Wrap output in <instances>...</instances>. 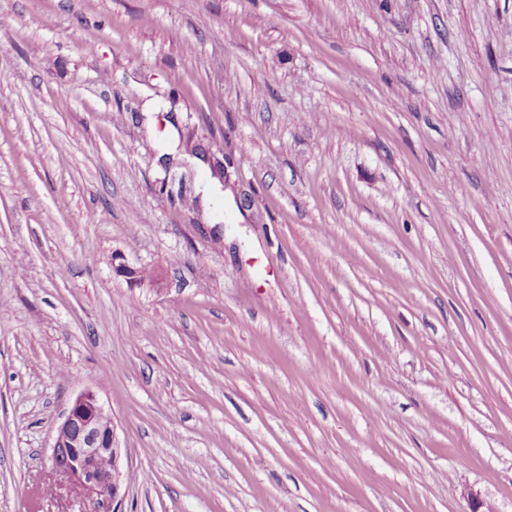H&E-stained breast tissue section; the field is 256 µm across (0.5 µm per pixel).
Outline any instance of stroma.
I'll list each match as a JSON object with an SVG mask.
<instances>
[{
  "label": "stroma",
  "mask_w": 512,
  "mask_h": 512,
  "mask_svg": "<svg viewBox=\"0 0 512 512\" xmlns=\"http://www.w3.org/2000/svg\"><path fill=\"white\" fill-rule=\"evenodd\" d=\"M87 387L121 512H512V0H0V512ZM118 261V263H116ZM112 269L119 276L124 277L132 286H148L149 288H160L163 284L161 273L155 271L149 275H143L141 268L130 265L124 257L115 253L112 255Z\"/></svg>",
  "instance_id": "obj_1"
}]
</instances>
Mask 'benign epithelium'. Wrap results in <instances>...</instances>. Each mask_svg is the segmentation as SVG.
I'll return each instance as SVG.
<instances>
[{
  "label": "benign epithelium",
  "mask_w": 512,
  "mask_h": 512,
  "mask_svg": "<svg viewBox=\"0 0 512 512\" xmlns=\"http://www.w3.org/2000/svg\"><path fill=\"white\" fill-rule=\"evenodd\" d=\"M112 269L132 286L160 288L161 273H141V268L112 255ZM121 448L117 426L99 393L85 388L71 402L56 429L51 470L68 492L94 501V512H119Z\"/></svg>",
  "instance_id": "1"
}]
</instances>
